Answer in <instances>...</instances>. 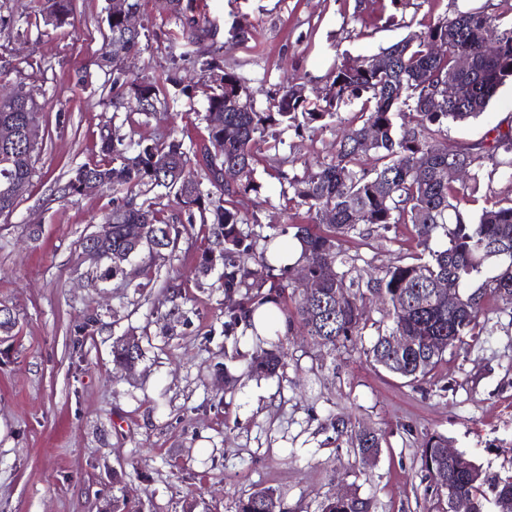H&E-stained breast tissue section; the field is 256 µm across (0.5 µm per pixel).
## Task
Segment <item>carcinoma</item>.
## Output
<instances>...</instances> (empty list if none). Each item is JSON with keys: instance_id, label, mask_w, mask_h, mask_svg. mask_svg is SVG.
I'll use <instances>...</instances> for the list:
<instances>
[{"instance_id": "1", "label": "carcinoma", "mask_w": 512, "mask_h": 512, "mask_svg": "<svg viewBox=\"0 0 512 512\" xmlns=\"http://www.w3.org/2000/svg\"><path fill=\"white\" fill-rule=\"evenodd\" d=\"M34 18L46 26L70 24L73 0H33ZM182 28L181 38L172 42L171 53L194 58L201 72L216 83L208 98L203 120L207 136L196 151L202 165L191 166L183 143L175 138L152 142L125 141L108 133L101 138V163L80 166L61 188L63 197L79 195L77 183L84 177L96 179L103 190L112 191V266L104 275H124V265L143 248H169L181 230L161 217L157 202L148 196L156 188L173 198L179 213L190 225H210L220 250L204 251L199 267L207 274L220 268L224 296L239 297L224 312V335L237 325L252 326L251 316L265 304L274 305L284 316L287 334L303 328L320 346L336 350L362 335V290L385 306L389 324L377 329L368 354L386 372L411 383L421 382L442 361L449 348L476 335L478 317L488 297L512 304V198H493L481 191L486 163L512 180V128L503 132L495 126L476 143L448 139V126L465 124L483 114L498 89L512 83V0H485L479 7L455 9L426 26V30L402 39L380 51L388 59L380 70L365 67V59L341 58L323 92L311 98L302 95L303 83L283 87L279 96L259 111L244 77L224 67V61L204 56L197 46L223 37L224 47H234L248 38L249 27L242 18L224 29L212 18L196 13L195 0H170ZM107 45L112 51H140L141 34L126 27L122 17L107 18ZM496 33V47L487 53L483 43L488 30ZM436 40L448 42L441 57L430 54ZM475 58L464 76L455 72L459 55ZM113 98L136 112L150 115L161 102L157 82L147 76H131L112 70ZM19 92L0 98V125L11 124L19 131L9 144L0 142V215L11 213L27 192L38 144H31L22 129L37 113L38 104L19 77ZM357 108V123L342 133L336 152L327 162L307 164L303 173H279L281 195L288 203L306 208V224L264 234L255 230L258 220H249L239 207L257 194L262 184L257 176L254 146L263 141L279 152L281 131L296 135L313 131L329 122H341V112ZM222 115L219 125L212 113ZM370 141L365 148L364 141ZM373 154L372 162L363 157ZM450 165L467 168V182L444 180L440 170ZM234 167L240 176L233 184L218 177L223 168ZM469 205L464 209L461 204ZM383 235L396 224H410L421 250L388 266L374 276L357 265L344 243L363 236L360 225ZM139 238H131L133 228ZM291 234L300 246V258L282 264L286 253L280 237ZM434 239L442 240L437 248ZM327 263L335 271H324ZM307 271L311 288L290 282V272ZM291 292H286V289ZM446 288L457 302L448 306L439 289ZM410 336L413 343L401 351L391 347L393 335ZM271 348L260 349L249 364V372L268 376L285 366L284 340L279 330ZM116 362L143 358L142 347L128 346L124 339L112 346ZM336 439L346 438L362 462L376 457L378 433L356 427L337 416L330 419ZM448 437L430 434L422 443L421 460L436 495L459 497L471 503V512H489L481 492L484 477L475 462L455 468L448 465L444 448ZM113 484L121 496L113 497V512H140L138 500L121 485L118 474ZM279 501L273 488L260 489L238 502L236 512H274ZM494 512H512V477L495 486ZM321 512H370V501L353 493L344 499L329 498Z\"/></svg>"}]
</instances>
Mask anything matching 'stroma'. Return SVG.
Instances as JSON below:
<instances>
[{"label": "stroma", "mask_w": 512, "mask_h": 512, "mask_svg": "<svg viewBox=\"0 0 512 512\" xmlns=\"http://www.w3.org/2000/svg\"><path fill=\"white\" fill-rule=\"evenodd\" d=\"M197 4L227 26L248 18L245 44L205 42L199 50L247 78L260 109L286 80L319 93L341 56L376 55L453 9L452 0H409L395 18L389 0ZM29 6L0 0V15L11 20L0 30V71L24 73L46 103L32 184L0 216V305L15 318L12 332L0 333V512H112L116 472L142 498L143 512H235L239 499L268 486L279 490L281 512H319L340 491L370 499L371 512H446L421 463L433 433L480 465L484 492L512 476V306L488 300L478 335L448 349L415 387L366 354L385 315L372 298L361 338L332 352L293 334L284 371L257 378L244 372L256 352L251 334L241 325L225 335L218 275L198 271L210 244L206 226L193 224L174 247L143 250L121 278H104L102 267L82 260L81 243L111 194L66 199L61 187L79 166L100 161L108 132L199 144L213 83L193 61L172 60L169 42L180 27L169 0H141V52L112 66L96 63L111 0H74V25L58 29L30 20ZM116 65L167 93L179 84L188 93L151 118L115 107ZM511 124L509 83L448 137L473 142ZM338 127L309 137L287 132L284 151L300 162L331 156ZM256 159L263 187L243 208L264 224L291 223L277 179L281 157L261 145ZM414 236L408 224L384 238L368 230L348 248L378 270L415 251ZM172 282L184 294L174 318ZM84 323L88 335L76 337ZM132 335L144 357L131 374L113 362L112 344ZM337 415L381 435L375 460L361 463L352 448L335 445L329 422Z\"/></svg>", "instance_id": "stroma-1"}]
</instances>
